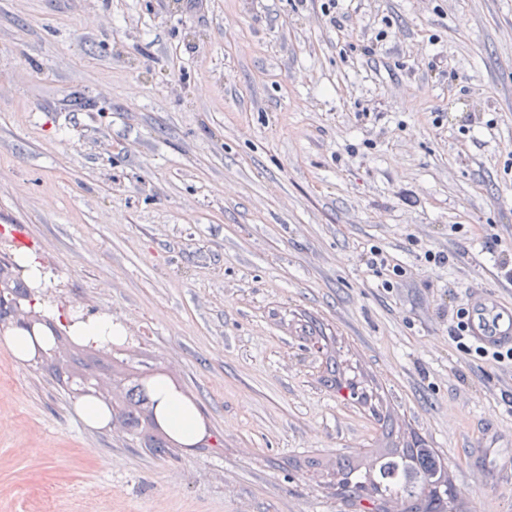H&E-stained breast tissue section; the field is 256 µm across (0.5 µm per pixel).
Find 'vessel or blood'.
Wrapping results in <instances>:
<instances>
[{"label": "vessel or blood", "instance_id": "vessel-or-blood-1", "mask_svg": "<svg viewBox=\"0 0 512 512\" xmlns=\"http://www.w3.org/2000/svg\"><path fill=\"white\" fill-rule=\"evenodd\" d=\"M472 337L488 347L512 346V308L505 307L493 294L475 292L468 307Z\"/></svg>", "mask_w": 512, "mask_h": 512}]
</instances>
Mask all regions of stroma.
<instances>
[{
    "label": "stroma",
    "instance_id": "stroma-1",
    "mask_svg": "<svg viewBox=\"0 0 512 512\" xmlns=\"http://www.w3.org/2000/svg\"><path fill=\"white\" fill-rule=\"evenodd\" d=\"M322 2L0 0V225L60 320L110 315L115 372L203 428L152 454L82 421L63 350L0 345V512H347L331 464L379 432L322 381L309 317L460 512H512V372L448 337L471 292L512 305L486 244L512 240V0ZM153 399L162 420L177 433V439L184 444L194 442L200 435L201 424L196 409L188 404L179 392L164 381L155 384Z\"/></svg>",
    "mask_w": 512,
    "mask_h": 512
}]
</instances>
